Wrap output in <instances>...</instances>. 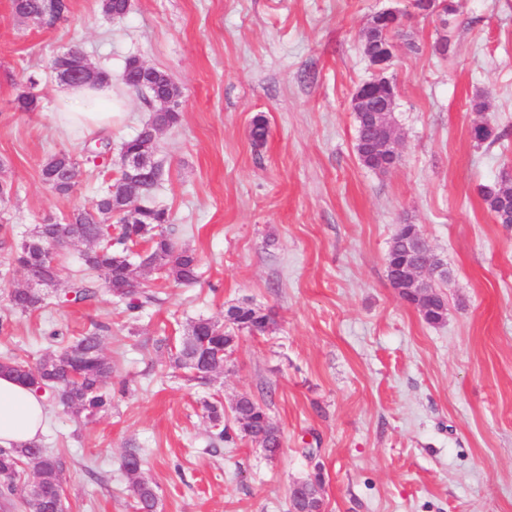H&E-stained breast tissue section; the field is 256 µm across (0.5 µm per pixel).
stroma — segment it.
Wrapping results in <instances>:
<instances>
[{"label": "stroma", "mask_w": 512, "mask_h": 512, "mask_svg": "<svg viewBox=\"0 0 512 512\" xmlns=\"http://www.w3.org/2000/svg\"><path fill=\"white\" fill-rule=\"evenodd\" d=\"M405 15L385 72L401 161L386 174L355 151V90L376 75L363 31L376 12ZM451 36L449 55L434 44ZM78 47L119 75L134 56L180 89L179 120L161 131L155 192L177 247L199 258V279L176 284L138 271L159 305L130 314L101 293L64 296L84 244L60 251L50 304L15 313L26 280L15 247L36 225L90 207L120 166L118 146L156 106L113 85L123 103L109 163L89 157L85 128L66 125L50 67ZM39 107L16 109L28 77ZM485 111L473 109L476 98ZM269 137L254 147L252 118ZM491 120L505 137L471 140ZM66 151L71 194L40 180ZM512 171V0H461L440 21L411 0H132L113 17L99 0H71L47 27L0 0V355L38 363L47 336L103 325L112 407L86 424L51 406L42 447L63 463L65 512H133L121 468L132 448L158 494L157 512H288L292 484L321 466L325 512H512V226L494 223L481 186ZM418 225L446 264L448 317L427 324L391 288L385 258L399 225ZM249 305L270 313L264 336L240 332L224 370L204 385L174 368L157 340L200 317L223 321ZM249 395L282 437L268 460L241 434L219 441L203 408Z\"/></svg>", "instance_id": "35a3bbf8"}]
</instances>
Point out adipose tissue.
I'll return each mask as SVG.
<instances>
[{"label": "adipose tissue", "instance_id": "obj_1", "mask_svg": "<svg viewBox=\"0 0 512 512\" xmlns=\"http://www.w3.org/2000/svg\"><path fill=\"white\" fill-rule=\"evenodd\" d=\"M58 96L68 107V121L88 129L111 128L117 115L108 86L65 85ZM46 420L43 397L13 375L0 372V447L19 448L39 441Z\"/></svg>", "mask_w": 512, "mask_h": 512}]
</instances>
